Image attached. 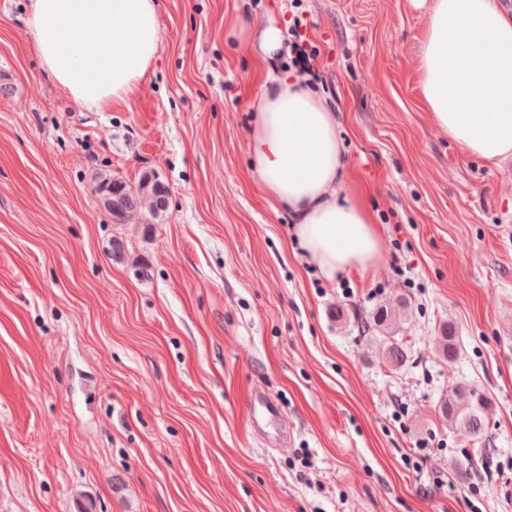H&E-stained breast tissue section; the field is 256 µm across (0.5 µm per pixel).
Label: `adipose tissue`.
Returning <instances> with one entry per match:
<instances>
[{
    "label": "adipose tissue",
    "instance_id": "ef3b65f1",
    "mask_svg": "<svg viewBox=\"0 0 512 512\" xmlns=\"http://www.w3.org/2000/svg\"><path fill=\"white\" fill-rule=\"evenodd\" d=\"M26 27L57 87L100 112L137 90L161 41L157 0H29ZM419 74L450 141L488 162L512 157V16L493 0H430ZM249 153L263 191L288 208L297 244L326 278L380 260L369 213L339 198L345 156L336 115L315 91L267 79Z\"/></svg>",
    "mask_w": 512,
    "mask_h": 512
}]
</instances>
